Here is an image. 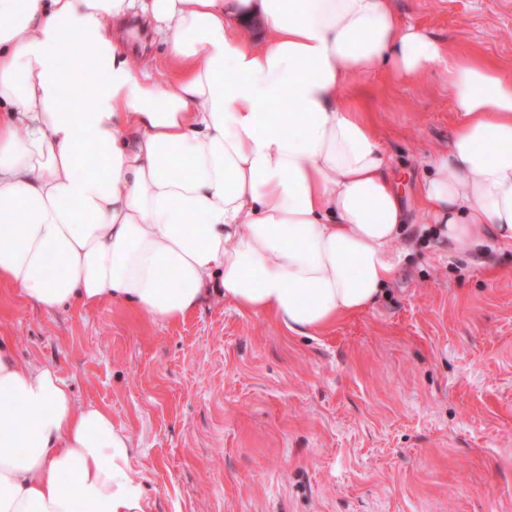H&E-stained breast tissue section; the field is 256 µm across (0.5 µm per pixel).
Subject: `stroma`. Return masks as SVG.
<instances>
[{"label": "stroma", "instance_id": "35a3bbf8", "mask_svg": "<svg viewBox=\"0 0 512 512\" xmlns=\"http://www.w3.org/2000/svg\"><path fill=\"white\" fill-rule=\"evenodd\" d=\"M402 22L512 67V0H395ZM139 72L165 38L121 25ZM344 97L405 173L402 261L367 311L289 337L222 299L176 323L109 304L45 311L0 291V336L135 443L147 512H512V249L452 254L414 191L453 124L441 68L386 70Z\"/></svg>", "mask_w": 512, "mask_h": 512}]
</instances>
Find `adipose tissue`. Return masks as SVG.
<instances>
[{
	"label": "adipose tissue",
	"instance_id": "ef3b65f1",
	"mask_svg": "<svg viewBox=\"0 0 512 512\" xmlns=\"http://www.w3.org/2000/svg\"><path fill=\"white\" fill-rule=\"evenodd\" d=\"M136 9L164 33L171 82L138 74L109 30ZM435 65L455 121L417 203L453 253L512 247V69L402 24L394 0H0V288L168 323L218 295L291 336L366 311L405 211L340 92ZM132 446L0 336V512H146Z\"/></svg>",
	"mask_w": 512,
	"mask_h": 512
}]
</instances>
